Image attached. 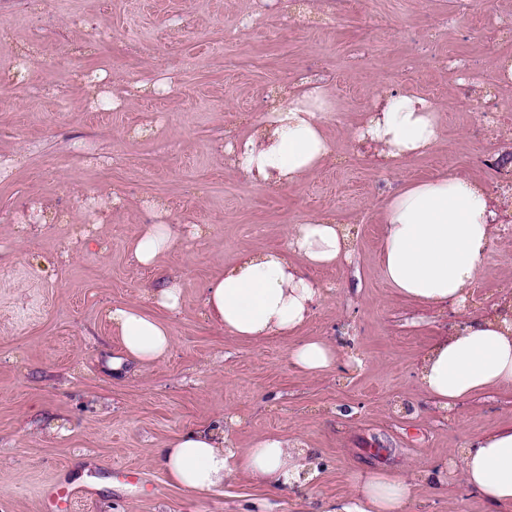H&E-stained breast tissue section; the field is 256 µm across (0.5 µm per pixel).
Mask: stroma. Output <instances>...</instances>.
Listing matches in <instances>:
<instances>
[{
    "instance_id": "35a3bbf8",
    "label": "stroma",
    "mask_w": 512,
    "mask_h": 512,
    "mask_svg": "<svg viewBox=\"0 0 512 512\" xmlns=\"http://www.w3.org/2000/svg\"><path fill=\"white\" fill-rule=\"evenodd\" d=\"M0 0V512H42L45 490L84 500L72 512H326L353 495L354 469L406 473L448 462L472 437L512 425V385L450 411L418 379L423 353L458 326L512 299V238L495 237L466 307L432 309L396 295L380 272L385 201L446 170L487 186L492 162L512 169V137L488 139L476 105L449 108L458 76L486 78L512 40L495 32L512 0ZM250 27H243L245 18ZM36 61L15 70L16 50ZM104 91L142 79L164 97L92 106L83 77ZM301 76L326 83L333 156L295 185H260L234 169L225 143L264 114L269 96ZM414 89L442 119L434 151L384 167L353 131L377 95ZM182 234L155 266L127 249L156 223L151 201ZM46 221L27 226L29 208ZM313 217L342 224L351 262L308 270L327 287L297 336L243 341L203 307L206 284L245 251L284 249ZM204 226L192 237L190 225ZM178 278L180 308L165 313L173 343L153 363H125L108 312L150 310L148 293ZM326 337L356 357L310 376L288 358ZM235 415V447L272 435L316 449L315 475L282 493L244 471L197 495L155 462L185 428ZM408 512H487L456 475L420 483Z\"/></svg>"
}]
</instances>
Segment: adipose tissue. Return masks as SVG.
Listing matches in <instances>:
<instances>
[{
    "label": "adipose tissue",
    "instance_id": "ef3b65f1",
    "mask_svg": "<svg viewBox=\"0 0 512 512\" xmlns=\"http://www.w3.org/2000/svg\"><path fill=\"white\" fill-rule=\"evenodd\" d=\"M332 101L320 79L303 77L285 87L253 133L235 140L231 165L250 179L293 184L311 175L333 154L322 130ZM437 109L412 93H382L378 105L357 127V142L379 148L386 164L431 150L439 139ZM496 212L485 191L454 174L414 182L386 203L382 212V273L390 287L418 303L439 307L464 304L489 251ZM168 224H149L130 245L141 265L154 264L175 243ZM351 247L331 218L297 225L281 251L243 256L203 292L208 317L241 339L284 336L306 321L322 302V286L304 274L303 265L341 264ZM112 332L124 355L136 363L161 359L172 344L169 326L134 307L109 311ZM291 363L316 375L340 356L327 338L307 341L289 352ZM419 381L443 409L475 394L512 383V310L473 315L449 332L422 358ZM158 464L170 479L195 494L223 485L243 470L281 491L303 487L313 467L312 449L283 437L259 440L245 454L231 448L226 425L189 428L158 449ZM450 468L493 512L512 507V428L477 437L451 449ZM448 470L434 467L414 479L388 471L351 474L355 496L336 512H406L418 481L444 484Z\"/></svg>",
    "mask_w": 512,
    "mask_h": 512
}]
</instances>
